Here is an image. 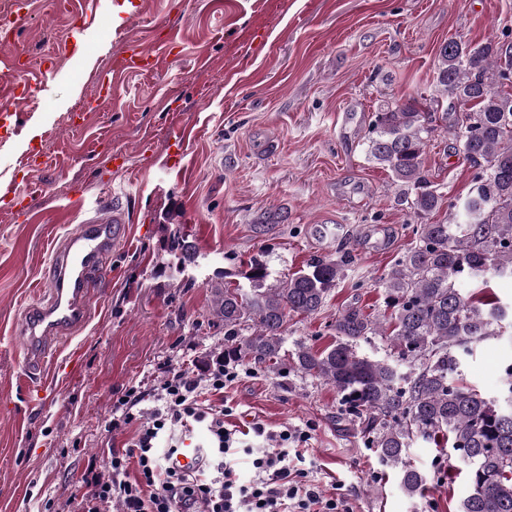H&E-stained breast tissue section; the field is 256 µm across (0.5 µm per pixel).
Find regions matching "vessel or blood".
<instances>
[{
	"label": "vessel or blood",
	"mask_w": 512,
	"mask_h": 512,
	"mask_svg": "<svg viewBox=\"0 0 512 512\" xmlns=\"http://www.w3.org/2000/svg\"><path fill=\"white\" fill-rule=\"evenodd\" d=\"M126 234L125 211L116 205L86 221L56 252L52 282L44 297L28 310L20 328L28 341V376H39L50 362L55 344L82 326L90 303V278L110 273L112 249Z\"/></svg>",
	"instance_id": "1"
}]
</instances>
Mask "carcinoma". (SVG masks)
<instances>
[{"instance_id":"carcinoma-1","label":"carcinoma","mask_w":512,"mask_h":512,"mask_svg":"<svg viewBox=\"0 0 512 512\" xmlns=\"http://www.w3.org/2000/svg\"><path fill=\"white\" fill-rule=\"evenodd\" d=\"M436 84L463 106L454 130L475 172L464 198L451 199L426 175L423 155L434 128L416 101L376 112L365 135L368 158L403 187V201L421 218L448 206L455 217L420 224L415 244L383 278L390 314L370 316L357 306L341 309L334 343L322 350L298 344L291 367L336 388L346 412L363 427L365 443L380 461L401 468L410 494L425 476L407 461L415 438L443 436L467 456L470 493L456 512H512V365L503 392L488 396L463 371L473 346L504 335L512 308L460 288L486 275L512 278V44L448 40L439 52ZM168 267L183 274L199 254L181 231L169 233ZM352 262L314 257L306 268L270 280L268 260L254 257L239 275L248 287L214 288L216 315L224 323V362L277 363L288 317L311 316L325 305ZM381 358L359 353L373 339Z\"/></svg>"}]
</instances>
